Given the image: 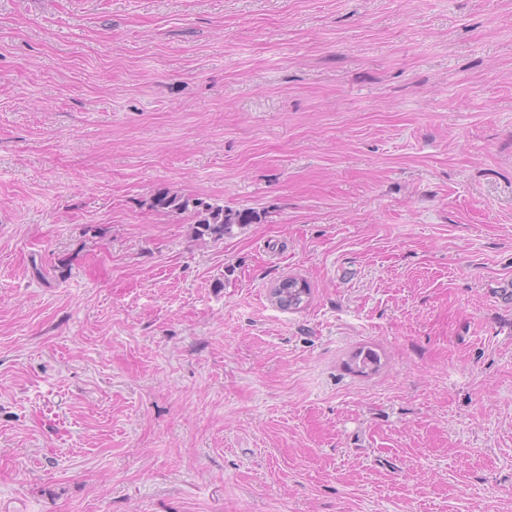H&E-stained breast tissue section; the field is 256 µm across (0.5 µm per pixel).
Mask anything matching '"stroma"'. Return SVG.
Here are the masks:
<instances>
[{"label": "stroma", "instance_id": "1", "mask_svg": "<svg viewBox=\"0 0 512 512\" xmlns=\"http://www.w3.org/2000/svg\"><path fill=\"white\" fill-rule=\"evenodd\" d=\"M0 512H512V0H0ZM193 204L196 213V222L192 224V232L195 238L205 236L215 240L232 236L235 227L245 224H254L261 220L256 211L250 209L233 210L224 209L221 206H213L200 201L191 202L190 199L169 191L159 192L153 197L152 207L164 212H183ZM281 281L288 284V298L283 299L279 308L283 310H299L304 307L307 302L305 299L309 295V288L306 282L295 277H288ZM301 284L302 288H298ZM293 285H295V288H291Z\"/></svg>", "mask_w": 512, "mask_h": 512}]
</instances>
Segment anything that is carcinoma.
Segmentation results:
<instances>
[{
    "mask_svg": "<svg viewBox=\"0 0 512 512\" xmlns=\"http://www.w3.org/2000/svg\"><path fill=\"white\" fill-rule=\"evenodd\" d=\"M196 211V222L192 225L194 237L205 236L220 240L233 235L234 228L246 224H254L261 220L259 213L250 210L225 209L200 201H191L188 198L163 191L153 197L152 207L164 212H183L189 207ZM288 284V298L283 300L280 308L283 310H298L306 305L309 288L302 280L295 277L283 279ZM351 368L359 374H368L380 367V356L372 349H363L353 354Z\"/></svg>",
    "mask_w": 512,
    "mask_h": 512,
    "instance_id": "cac0c4a2",
    "label": "carcinoma"
}]
</instances>
